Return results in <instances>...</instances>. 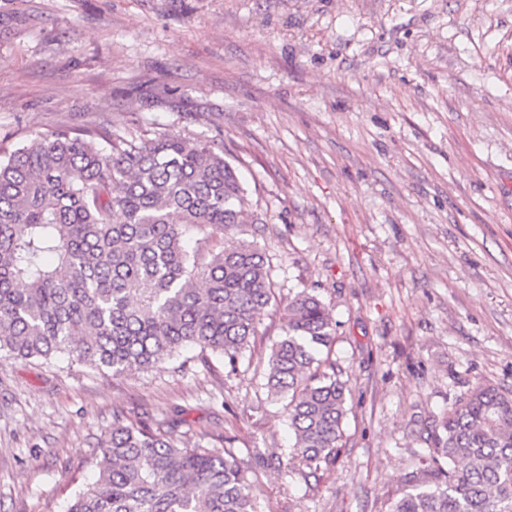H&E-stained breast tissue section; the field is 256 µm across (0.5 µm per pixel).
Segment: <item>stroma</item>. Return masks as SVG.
Listing matches in <instances>:
<instances>
[{
	"label": "stroma",
	"mask_w": 512,
	"mask_h": 512,
	"mask_svg": "<svg viewBox=\"0 0 512 512\" xmlns=\"http://www.w3.org/2000/svg\"><path fill=\"white\" fill-rule=\"evenodd\" d=\"M89 126L222 141L247 222L186 245L253 243L278 300L316 290L337 323L340 456L313 488L259 473L261 512H380L427 422L512 390V0H0V156ZM282 335L268 309L233 368L0 358V512H66L117 411L287 455Z\"/></svg>",
	"instance_id": "1"
}]
</instances>
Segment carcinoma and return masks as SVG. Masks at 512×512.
<instances>
[{"mask_svg": "<svg viewBox=\"0 0 512 512\" xmlns=\"http://www.w3.org/2000/svg\"><path fill=\"white\" fill-rule=\"evenodd\" d=\"M245 203L214 140L103 127L35 135L0 158V350L114 375L190 346L235 365L276 301L265 257L244 241L190 251L184 234L245 223ZM282 318L266 388L288 397L287 465L307 482L339 457L348 381L320 357L336 329L316 294L296 293ZM425 431L428 448L387 512H512V390L479 385ZM251 472L233 447H181L169 423L115 412L96 478L66 512H259Z\"/></svg>", "mask_w": 512, "mask_h": 512, "instance_id": "carcinoma-1", "label": "carcinoma"}]
</instances>
